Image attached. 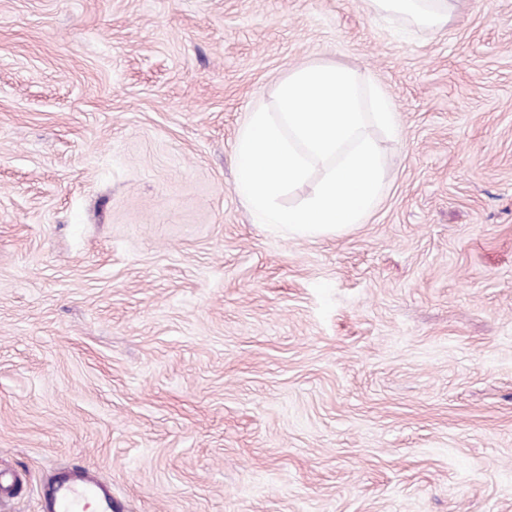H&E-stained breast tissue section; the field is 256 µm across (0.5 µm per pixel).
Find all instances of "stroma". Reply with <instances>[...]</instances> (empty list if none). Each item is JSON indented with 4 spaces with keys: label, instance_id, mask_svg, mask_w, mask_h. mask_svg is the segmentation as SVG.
Masks as SVG:
<instances>
[{
    "label": "stroma",
    "instance_id": "1",
    "mask_svg": "<svg viewBox=\"0 0 512 512\" xmlns=\"http://www.w3.org/2000/svg\"><path fill=\"white\" fill-rule=\"evenodd\" d=\"M390 98L317 238L236 190L295 67ZM512 512V0H0V512ZM364 10L378 16L410 17L419 27L435 30L448 22L447 0H362ZM86 497H94L103 512H112V491L104 483L90 476H70L59 482L45 498L46 512H83L80 510Z\"/></svg>",
    "mask_w": 512,
    "mask_h": 512
}]
</instances>
